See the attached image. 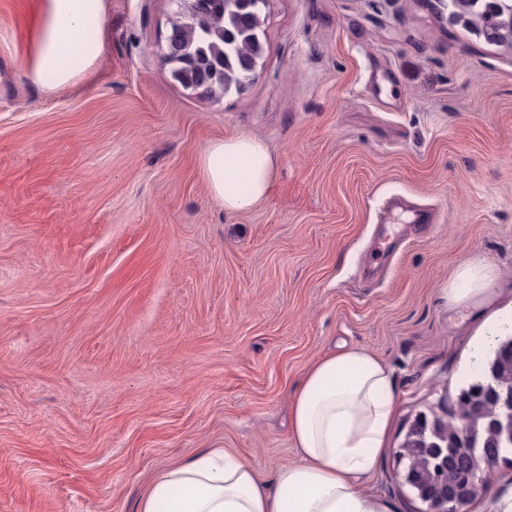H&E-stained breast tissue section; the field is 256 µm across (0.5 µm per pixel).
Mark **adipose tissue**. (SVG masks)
I'll return each instance as SVG.
<instances>
[{"label":"adipose tissue","mask_w":512,"mask_h":512,"mask_svg":"<svg viewBox=\"0 0 512 512\" xmlns=\"http://www.w3.org/2000/svg\"><path fill=\"white\" fill-rule=\"evenodd\" d=\"M103 20L104 0H32L29 79L55 90L91 73ZM277 167L267 142L249 133L215 139L199 157L211 198L230 214L264 202ZM496 278V267L476 257L458 264L448 284L449 307L485 315L464 352L468 381L512 336V303L497 306ZM395 391L391 368L373 352H331L311 367L291 408L296 461L264 481L234 453L209 448L158 475L137 512H391L362 480L386 445Z\"/></svg>","instance_id":"obj_1"}]
</instances>
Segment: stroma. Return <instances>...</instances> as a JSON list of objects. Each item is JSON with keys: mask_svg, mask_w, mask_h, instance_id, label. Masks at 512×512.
I'll return each mask as SVG.
<instances>
[{"mask_svg": "<svg viewBox=\"0 0 512 512\" xmlns=\"http://www.w3.org/2000/svg\"><path fill=\"white\" fill-rule=\"evenodd\" d=\"M105 3L95 72L55 94L27 79L31 0H0V512H136L207 448L270 477L343 346L396 385L366 487L425 512L394 451L455 398L480 325L444 290L480 257L512 303V44L453 0H269L256 78L210 98L170 76V0ZM241 132L278 178L228 214L198 157ZM396 196L441 223L400 245Z\"/></svg>", "mask_w": 512, "mask_h": 512, "instance_id": "stroma-1", "label": "stroma"}]
</instances>
